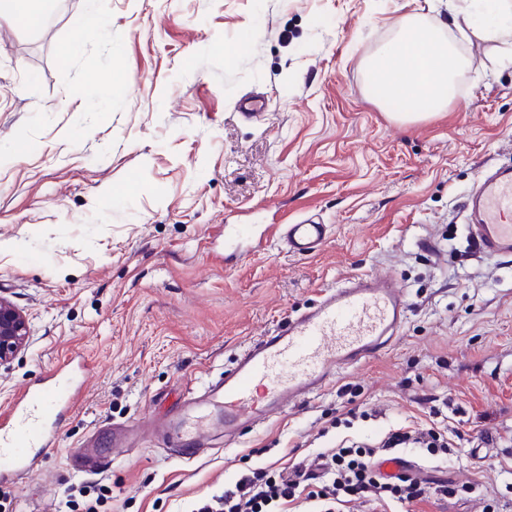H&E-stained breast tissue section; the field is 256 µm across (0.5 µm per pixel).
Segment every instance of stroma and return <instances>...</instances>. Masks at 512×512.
Instances as JSON below:
<instances>
[{"instance_id": "35a3bbf8", "label": "stroma", "mask_w": 512, "mask_h": 512, "mask_svg": "<svg viewBox=\"0 0 512 512\" xmlns=\"http://www.w3.org/2000/svg\"><path fill=\"white\" fill-rule=\"evenodd\" d=\"M94 7L106 34L90 39ZM414 13L447 17L448 0H56L35 27L0 16V295L31 327L0 368V414L57 359L91 362L38 470L0 480V512H62L81 487L100 512H191L249 470L434 423L450 455L402 454L461 493L416 512H512V254L479 253L464 209L485 170L512 166V65L499 43L461 42L455 104L393 121L364 64ZM246 97L262 118L240 115ZM310 216L331 228L316 255L268 242L269 225ZM228 224L254 228L230 263ZM363 273L405 291L385 354L234 447L207 436L190 463L140 429ZM115 424L133 427L128 448L77 472Z\"/></svg>"}]
</instances>
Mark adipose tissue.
I'll return each instance as SVG.
<instances>
[{"label":"adipose tissue","mask_w":512,"mask_h":512,"mask_svg":"<svg viewBox=\"0 0 512 512\" xmlns=\"http://www.w3.org/2000/svg\"><path fill=\"white\" fill-rule=\"evenodd\" d=\"M448 10L446 21L407 16L395 37L366 63L377 104H406L400 120L432 116L455 102V79L467 65L456 47V37L500 43L512 38V0H489L481 12L474 10L473 0H450Z\"/></svg>","instance_id":"ef3b65f1"}]
</instances>
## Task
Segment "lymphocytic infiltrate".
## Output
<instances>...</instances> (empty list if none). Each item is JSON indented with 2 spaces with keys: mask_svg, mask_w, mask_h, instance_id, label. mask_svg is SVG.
I'll use <instances>...</instances> for the list:
<instances>
[{
  "mask_svg": "<svg viewBox=\"0 0 512 512\" xmlns=\"http://www.w3.org/2000/svg\"><path fill=\"white\" fill-rule=\"evenodd\" d=\"M410 444L426 445L436 453L449 450L443 428L404 426L390 431L376 448H334L319 453L321 482H313L302 464L290 473L259 468L242 474L225 487L216 504H202L197 512H288L289 506L300 502L317 512H336L337 507L357 501L382 512L395 504L411 508L433 497L455 499L458 487L453 482L430 486L409 474L387 478L380 473L377 462L387 451Z\"/></svg>",
  "mask_w": 512,
  "mask_h": 512,
  "instance_id": "obj_1",
  "label": "lymphocytic infiltrate"
}]
</instances>
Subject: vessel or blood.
Instances as JSON below:
<instances>
[{
	"label": "vessel or blood",
	"instance_id": "vessel-or-blood-1",
	"mask_svg": "<svg viewBox=\"0 0 512 512\" xmlns=\"http://www.w3.org/2000/svg\"><path fill=\"white\" fill-rule=\"evenodd\" d=\"M465 207L476 217L470 234L481 253H512V167L488 170ZM329 234V226L312 217L273 227L277 244L294 256L317 254ZM406 311L395 279L382 274L348 278L249 343L232 369L208 382L194 423L176 416L152 418L146 428L173 443L184 462L197 457L205 434L223 431L225 444H232L243 427L271 420L328 387L341 371L387 351ZM77 399L73 371L65 364L18 397L8 422L0 425V477L37 470L41 449L54 443L55 423Z\"/></svg>",
	"mask_w": 512,
	"mask_h": 512
}]
</instances>
